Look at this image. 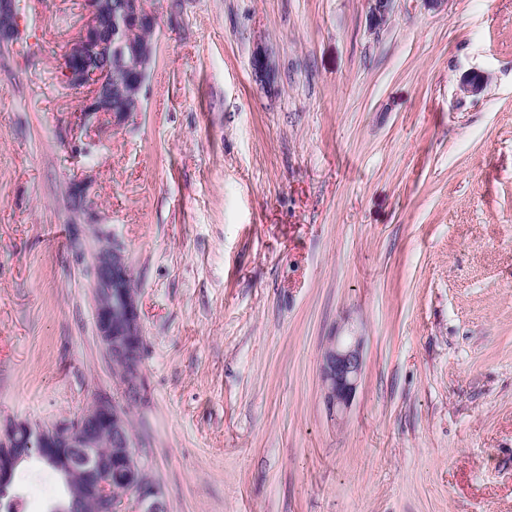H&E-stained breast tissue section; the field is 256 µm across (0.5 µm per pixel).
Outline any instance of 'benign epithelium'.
Returning <instances> with one entry per match:
<instances>
[{
    "instance_id": "7a95c632",
    "label": "benign epithelium",
    "mask_w": 512,
    "mask_h": 512,
    "mask_svg": "<svg viewBox=\"0 0 512 512\" xmlns=\"http://www.w3.org/2000/svg\"><path fill=\"white\" fill-rule=\"evenodd\" d=\"M371 20L387 21L392 0H371ZM86 23L79 38L65 54V77L75 87L89 86L81 114L84 118L112 115V126L141 111L149 71L132 32L157 27V17L148 0H124L121 9L112 0H83ZM96 54L103 65L91 70L85 60ZM128 72L131 104L112 99V73ZM487 85L486 75L472 72L459 84L463 97L477 96ZM130 268L124 248L116 241L98 247L94 260L93 287L107 303L96 306L98 334L117 373L124 376L128 403L141 394L144 382L142 357L144 336L138 300L125 295ZM364 338L352 327H341L322 355L320 374L329 414L342 416L352 405L364 367ZM109 434L111 448L101 455L97 445ZM124 468L112 471V459ZM23 459H35L69 474L81 476L83 493L72 499L67 512H82V503L94 502L97 512H163L160 491L145 477L146 467L138 457L127 429V415L118 404L102 396L70 420L47 429L26 421H13L0 431V486L14 484L15 471Z\"/></svg>"
}]
</instances>
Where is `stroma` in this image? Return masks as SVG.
Masks as SVG:
<instances>
[{
	"label": "stroma",
	"instance_id": "stroma-1",
	"mask_svg": "<svg viewBox=\"0 0 512 512\" xmlns=\"http://www.w3.org/2000/svg\"><path fill=\"white\" fill-rule=\"evenodd\" d=\"M149 5L118 127L64 77L81 0L29 7L0 52V423L123 399L98 243L72 242L98 224L134 275L131 419L166 512H512V0H394L376 29L370 0ZM347 323L364 369L337 420L320 362ZM16 479L32 512L60 493Z\"/></svg>",
	"mask_w": 512,
	"mask_h": 512
}]
</instances>
